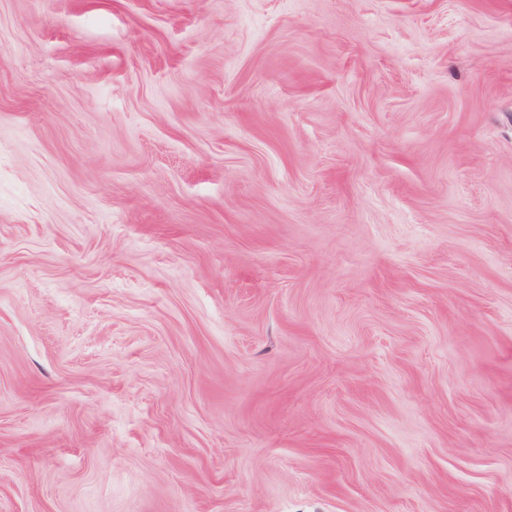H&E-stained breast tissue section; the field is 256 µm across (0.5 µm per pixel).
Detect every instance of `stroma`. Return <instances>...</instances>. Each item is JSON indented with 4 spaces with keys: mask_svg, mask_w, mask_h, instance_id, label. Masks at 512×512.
Masks as SVG:
<instances>
[{
    "mask_svg": "<svg viewBox=\"0 0 512 512\" xmlns=\"http://www.w3.org/2000/svg\"><path fill=\"white\" fill-rule=\"evenodd\" d=\"M0 512H512V0H0Z\"/></svg>",
    "mask_w": 512,
    "mask_h": 512,
    "instance_id": "1",
    "label": "stroma"
}]
</instances>
